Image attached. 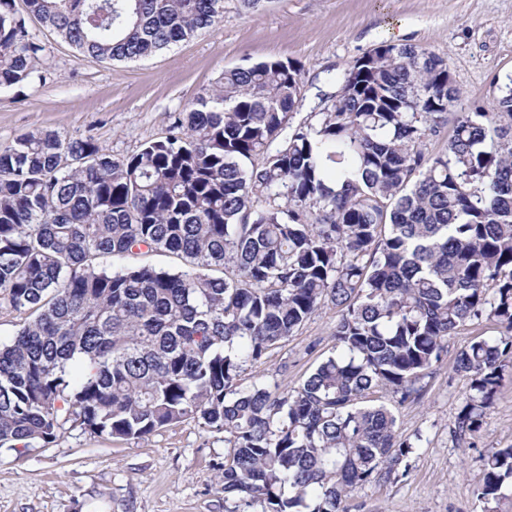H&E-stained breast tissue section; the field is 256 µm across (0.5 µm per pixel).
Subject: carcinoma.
Here are the masks:
<instances>
[{
	"mask_svg": "<svg viewBox=\"0 0 512 512\" xmlns=\"http://www.w3.org/2000/svg\"><path fill=\"white\" fill-rule=\"evenodd\" d=\"M25 6L0 0V89L47 78L29 16L111 62L224 19V0ZM302 100L301 66L268 59L225 69L131 154L43 129L0 146V317L15 327L0 343V449L193 419L224 432L228 512H349L352 491L408 476L420 447L372 396L418 398L448 339L486 319L502 336L455 362L470 380L455 436H480L512 365V78L494 111L451 114L446 60L384 43L295 125ZM159 252L189 269L144 262ZM327 303L332 355L294 389L241 388ZM481 466V512H495L512 446Z\"/></svg>",
	"mask_w": 512,
	"mask_h": 512,
	"instance_id": "obj_1",
	"label": "carcinoma"
}]
</instances>
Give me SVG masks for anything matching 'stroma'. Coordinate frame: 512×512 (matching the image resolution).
<instances>
[{
	"mask_svg": "<svg viewBox=\"0 0 512 512\" xmlns=\"http://www.w3.org/2000/svg\"><path fill=\"white\" fill-rule=\"evenodd\" d=\"M47 50L44 82L0 90V145L20 135L54 130L91 138L113 155L135 152L164 135L183 111L229 67L266 59L299 62L303 121L331 104L356 59L389 41L401 25L403 42L443 57L461 91L457 111L492 110L512 76V0H268L256 14L224 0V20L197 37L129 62L77 56L56 34L29 19ZM336 311L315 312L295 336L241 375L242 387L294 388L335 350ZM475 321L448 341L421 396L385 403L399 432L420 439L409 477L355 490L350 512H480L479 458L512 446V372H505L476 443L456 441L453 429L469 388L457 354L476 337L496 335ZM224 435L189 420L139 440H110L73 431L59 445L18 456L0 452V512H225L217 465Z\"/></svg>",
	"mask_w": 512,
	"mask_h": 512,
	"instance_id": "1",
	"label": "stroma"
}]
</instances>
